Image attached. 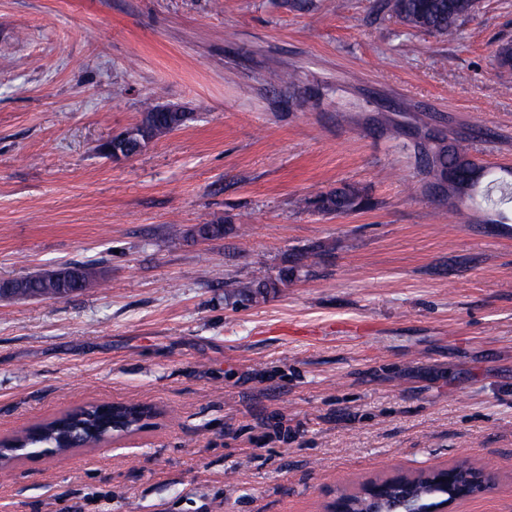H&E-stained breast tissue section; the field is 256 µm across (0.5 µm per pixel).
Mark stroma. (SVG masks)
Listing matches in <instances>:
<instances>
[{
  "instance_id": "obj_1",
  "label": "stroma",
  "mask_w": 512,
  "mask_h": 512,
  "mask_svg": "<svg viewBox=\"0 0 512 512\" xmlns=\"http://www.w3.org/2000/svg\"><path fill=\"white\" fill-rule=\"evenodd\" d=\"M512 0L456 39L393 0H0V278L103 286L0 302V438L146 403L113 447L0 469V512H326L466 460L512 512V221L456 210L422 153L512 169ZM190 112L130 158L146 105ZM350 184L369 208L303 199ZM222 223L223 238L190 231ZM310 273L253 301L310 246ZM147 127L137 123L111 139L97 145V152L106 158L132 157L151 140ZM308 258L307 254H301L299 256L294 257L290 260L291 265L283 267L278 274V277L271 280L258 281V282H247V283H239L235 285L233 288L237 289V295L241 297V301L243 300H252L257 298L258 296L263 297L267 295L271 290H276V288H280V285H285L288 282H291L293 279H297L300 275V271L305 267H309V265L304 263V259ZM73 266L76 275L68 282H54L48 278V275L40 272L28 273L14 278L19 287L16 290L27 297L51 295L49 298L64 299L81 293L87 288H96L103 284V274L95 264L85 263Z\"/></svg>"
}]
</instances>
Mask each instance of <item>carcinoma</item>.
Listing matches in <instances>:
<instances>
[{
	"mask_svg": "<svg viewBox=\"0 0 512 512\" xmlns=\"http://www.w3.org/2000/svg\"><path fill=\"white\" fill-rule=\"evenodd\" d=\"M475 7L476 0H398L394 10L399 20L410 28L453 39L458 35L461 22L474 12ZM494 61L499 69L512 70V41L498 46ZM145 116L153 121L157 138L180 127V124L166 112H155L150 108L145 112ZM428 164L432 172L439 175L450 165L459 168L463 175H469L477 169L486 171L483 180L473 188L467 198L471 205L498 207L512 202V180L507 181L493 173L489 167L477 163L465 138H454L451 148L436 147L428 158ZM305 204L324 215L336 216L357 212L370 206L369 200L361 191L351 185L320 193L305 200ZM305 258L304 254L294 257L290 260V265L283 267L278 277L273 280L237 284V295L249 301L298 278L300 271L307 267L304 263ZM14 281L17 291L23 296L57 295L64 299L89 288L101 286L103 274L96 265L85 263L75 265V276L68 282H54L40 272L16 277ZM110 423L112 412L102 413L91 405L76 415L39 425L37 433L28 436L23 447L26 448V453L35 454L48 444L62 446L65 439L74 434H79L93 443L112 432V428L108 427ZM414 493L420 506L431 503L438 495L437 489L427 479L415 482Z\"/></svg>",
	"mask_w": 512,
	"mask_h": 512,
	"instance_id": "1",
	"label": "carcinoma"
}]
</instances>
